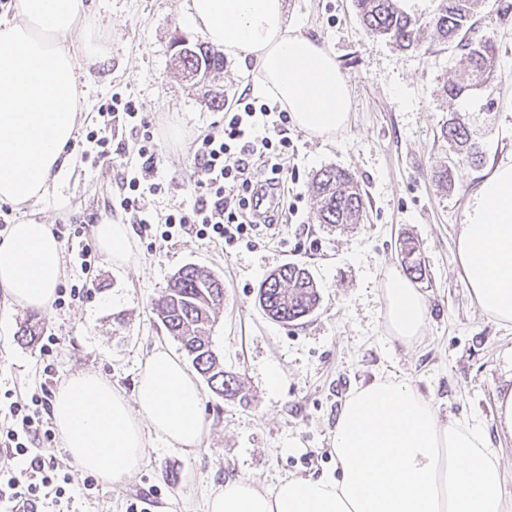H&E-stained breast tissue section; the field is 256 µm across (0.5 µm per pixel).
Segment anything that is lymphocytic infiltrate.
Here are the masks:
<instances>
[{"mask_svg":"<svg viewBox=\"0 0 512 512\" xmlns=\"http://www.w3.org/2000/svg\"><path fill=\"white\" fill-rule=\"evenodd\" d=\"M98 113L105 123L116 114L142 131L137 165H125L124 194L119 208L130 214L141 235L161 226L160 237L171 241L185 234L223 240L231 246L244 239L261 244L264 235L254 217L261 196L281 194L285 188L284 162L292 146L288 135V117L277 107L255 98L240 97L224 111V129L220 135L197 138L193 164L205 179L188 208L168 213L164 220L143 210L145 195L161 192L152 176L157 165V145L152 124L133 98L113 95ZM12 427L6 431L4 448L8 469L0 468V512H37L41 499H62L65 490L59 484L52 461L42 458L41 443L52 440V426L31 410L29 405L12 402Z\"/></svg>","mask_w":512,"mask_h":512,"instance_id":"lymphocytic-infiltrate-1","label":"lymphocytic infiltrate"}]
</instances>
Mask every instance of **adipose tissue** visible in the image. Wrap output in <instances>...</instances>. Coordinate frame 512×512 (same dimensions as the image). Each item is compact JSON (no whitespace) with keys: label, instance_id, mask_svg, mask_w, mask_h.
I'll use <instances>...</instances> for the list:
<instances>
[{"label":"adipose tissue","instance_id":"1","mask_svg":"<svg viewBox=\"0 0 512 512\" xmlns=\"http://www.w3.org/2000/svg\"><path fill=\"white\" fill-rule=\"evenodd\" d=\"M94 0H13L0 16V203L31 207L55 195L76 156L82 91L70 44ZM185 13L210 45L250 63L252 91L291 124L328 140L348 125V80L335 57L291 27L285 0H185ZM114 268L135 259L130 225L94 227ZM463 280L492 319L512 324V156L499 161L470 196L457 238ZM63 276L62 245L51 225L22 220L0 239V296L8 305L49 311ZM381 288L388 332L421 334L426 305L396 272ZM201 393L190 372L154 346L127 403L94 372L71 375L51 403L56 430L87 474L120 483L141 467L142 427L192 452L200 444ZM336 473L289 478L263 490L248 478L226 481L206 512H512L500 455L472 422L440 421L411 384L376 379L345 402L332 443Z\"/></svg>","mask_w":512,"mask_h":512}]
</instances>
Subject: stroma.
Masks as SVG:
<instances>
[{"mask_svg": "<svg viewBox=\"0 0 512 512\" xmlns=\"http://www.w3.org/2000/svg\"><path fill=\"white\" fill-rule=\"evenodd\" d=\"M288 22L331 53L348 80L351 120L329 141L290 128L293 149L288 176L299 193L297 215L264 246L185 235L170 242L135 237L136 259L117 274L104 257L90 273L76 253L64 252L63 287L80 285L84 295L38 314L8 310L0 301V427L10 423L11 401H29L46 378L62 384L90 371L133 399L148 351L160 343L172 351L152 307L176 271L192 263L224 280V306L211 329L213 347L225 370L236 373L239 397L222 399L203 390V435L194 452L171 447L146 431L143 466L125 483L88 479L60 440L45 442L59 474L69 477L71 512H133L148 500L150 512H204L211 490L229 478L247 477L263 489L284 478H312L336 472L331 449L347 397L382 374L407 380L443 421L480 424L502 451L505 489L512 495V440L497 430L494 394L512 382V325L483 313L461 277L456 241L469 196L486 166L512 154V0H482L476 36H494L499 52L496 79L452 100L445 81L463 68L460 52L424 29L423 47L402 51L368 34L353 0H287ZM87 34L107 56L105 66H80L89 130L101 119V103L119 93L142 103L160 140L154 176L165 185L146 195L145 208L163 216L188 207L204 175L191 165L196 137L220 132L223 112L209 91L232 99L248 94L245 67L225 58L224 70L207 87L182 79L172 67L175 34L199 40L184 13V0H95ZM467 122L484 155L474 168L449 152L440 137L450 117ZM451 165L454 178L438 186L432 175ZM351 171L366 200L363 223H316L311 179L324 167ZM121 193L119 169L79 161L59 190L37 210H12L8 223L35 218L45 224L75 220L85 238L111 217ZM411 237L426 265L417 288L427 308L422 336L408 342L388 335L381 282L401 270L399 242ZM305 265L316 279L321 301L311 315L290 324L268 318L257 300L266 276L287 263ZM38 318L44 334L59 339L52 352L25 344L19 332ZM281 384L267 386L270 370Z\"/></svg>", "mask_w": 512, "mask_h": 512, "instance_id": "stroma-1", "label": "stroma"}]
</instances>
